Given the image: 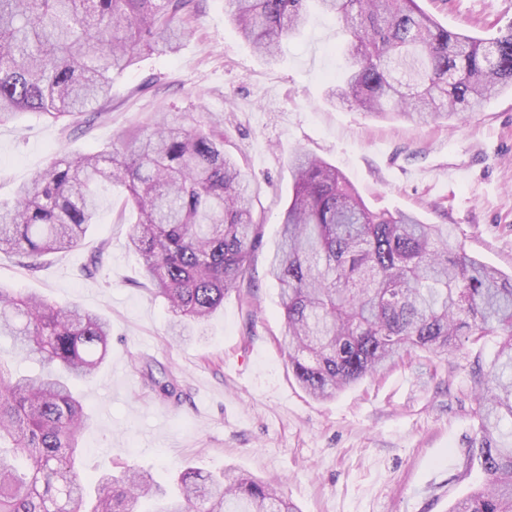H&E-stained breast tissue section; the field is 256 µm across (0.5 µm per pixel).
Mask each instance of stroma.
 I'll return each instance as SVG.
<instances>
[{
	"mask_svg": "<svg viewBox=\"0 0 512 512\" xmlns=\"http://www.w3.org/2000/svg\"><path fill=\"white\" fill-rule=\"evenodd\" d=\"M176 53L143 56L112 83L105 115L70 127L26 112L0 126V201H11L53 157L109 147L125 132L182 111L224 128V150L251 179L260 242L240 290L177 342L128 246L135 215L120 184H103L85 240L31 272L0 259V286L76 303L112 322L111 351L79 387L91 414L84 467H136L162 483L177 469L249 474L285 492L300 512H449L483 472L468 457L476 436L473 373L496 347L403 359L329 401L296 382L279 346V286L268 273L288 203L295 149L336 166L374 210L452 224L465 251L512 272V90L455 128L381 119L327 93L338 86L346 34L311 12L284 38L277 62L238 35L224 0H197ZM442 25L488 38L512 22V0H419ZM100 266H93L95 257ZM174 380L178 402L145 378Z\"/></svg>",
	"mask_w": 512,
	"mask_h": 512,
	"instance_id": "obj_1",
	"label": "stroma"
}]
</instances>
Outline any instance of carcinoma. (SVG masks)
I'll use <instances>...</instances> for the list:
<instances>
[{
	"mask_svg": "<svg viewBox=\"0 0 512 512\" xmlns=\"http://www.w3.org/2000/svg\"><path fill=\"white\" fill-rule=\"evenodd\" d=\"M315 2L348 36L331 96L381 118L455 127L512 90V22L490 38L442 26L418 0H224L240 35L268 62ZM192 0H0V124L22 112L54 122L88 114L144 54L174 52ZM292 196L269 274L280 286V346L299 386L330 399L417 351L451 356L499 338L475 380L484 482L449 512H512V274L450 245L453 229L414 213L370 209L335 166L297 150ZM119 181L137 212L128 245L166 300L170 331L194 335L239 290L257 246L250 177L224 153L221 123L164 119L110 150L55 157L0 202V256L35 258L81 244L95 187ZM0 512H300L247 474L187 467L167 490L148 473L92 482L80 465L89 414L76 392L106 361L112 324L79 305L0 287ZM16 355L41 372L18 375Z\"/></svg>",
	"mask_w": 512,
	"mask_h": 512,
	"instance_id": "cac0c4a2",
	"label": "carcinoma"
}]
</instances>
